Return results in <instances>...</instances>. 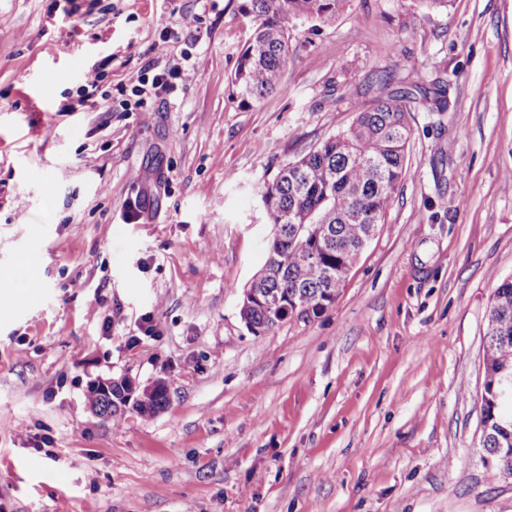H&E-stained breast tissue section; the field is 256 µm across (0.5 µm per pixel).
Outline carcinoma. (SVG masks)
I'll return each mask as SVG.
<instances>
[{"mask_svg":"<svg viewBox=\"0 0 512 512\" xmlns=\"http://www.w3.org/2000/svg\"><path fill=\"white\" fill-rule=\"evenodd\" d=\"M348 0H246L255 20L232 82L241 103L272 93L288 64L289 36L300 17L332 24ZM446 81L431 87L422 76L406 88L392 89L358 111L353 125L330 136L301 158L279 169L261 192L275 232L259 277L243 295L240 317L263 334L288 317L318 315L333 305L361 251L370 224L385 223L392 200L406 180L409 123L414 104L425 101L431 112H445ZM512 377V278L493 291L484 335L481 391V448L500 471H512V400L496 397L504 375ZM87 400L100 416L118 421L126 411L124 388L108 396L88 388ZM167 387L158 383L136 411L152 417L168 405Z\"/></svg>","mask_w":512,"mask_h":512,"instance_id":"obj_1","label":"carcinoma"}]
</instances>
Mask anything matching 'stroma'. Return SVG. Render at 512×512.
Segmentation results:
<instances>
[{
  "instance_id": "35a3bbf8",
  "label": "stroma",
  "mask_w": 512,
  "mask_h": 512,
  "mask_svg": "<svg viewBox=\"0 0 512 512\" xmlns=\"http://www.w3.org/2000/svg\"><path fill=\"white\" fill-rule=\"evenodd\" d=\"M243 4L0 0V512H512L480 446L487 311L512 277V0L299 19L249 105ZM150 63L180 66L178 93L128 111ZM440 72L449 109L413 112L411 175L336 302L252 334L265 184L385 75ZM120 375L164 380L167 408L97 415L90 382Z\"/></svg>"
}]
</instances>
